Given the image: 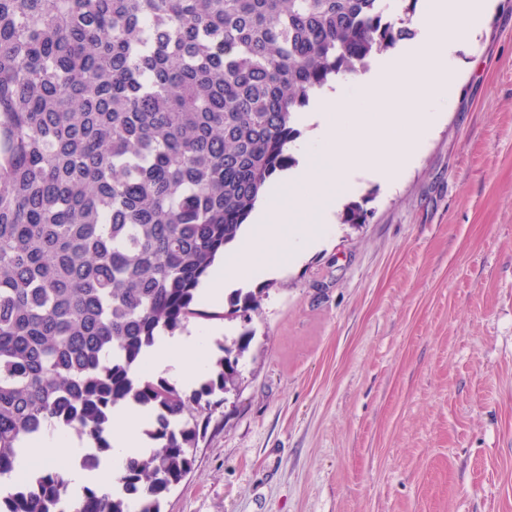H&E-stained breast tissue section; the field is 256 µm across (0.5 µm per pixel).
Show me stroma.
Listing matches in <instances>:
<instances>
[{
  "label": "stroma",
  "mask_w": 512,
  "mask_h": 512,
  "mask_svg": "<svg viewBox=\"0 0 512 512\" xmlns=\"http://www.w3.org/2000/svg\"><path fill=\"white\" fill-rule=\"evenodd\" d=\"M394 186L265 289L162 512H512V0Z\"/></svg>",
  "instance_id": "35a3bbf8"
}]
</instances>
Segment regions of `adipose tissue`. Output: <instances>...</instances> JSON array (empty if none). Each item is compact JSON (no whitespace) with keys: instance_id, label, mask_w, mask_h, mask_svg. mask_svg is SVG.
Returning a JSON list of instances; mask_svg holds the SVG:
<instances>
[{"instance_id":"adipose-tissue-1","label":"adipose tissue","mask_w":512,"mask_h":512,"mask_svg":"<svg viewBox=\"0 0 512 512\" xmlns=\"http://www.w3.org/2000/svg\"><path fill=\"white\" fill-rule=\"evenodd\" d=\"M206 345L196 331L175 336L158 337L146 353L145 369L156 375L179 380H193L207 366ZM148 417L143 410L120 406L112 413V429L108 439L112 445V461L97 474L77 467L63 468L64 479L72 486L93 482L97 489L110 490L129 458L139 456L151 445L143 434ZM89 441L47 429L26 446L29 457L53 464L61 456L80 457L89 448Z\"/></svg>"}]
</instances>
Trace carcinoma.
Masks as SVG:
<instances>
[{"label": "carcinoma", "instance_id": "cac0c4a2", "mask_svg": "<svg viewBox=\"0 0 512 512\" xmlns=\"http://www.w3.org/2000/svg\"><path fill=\"white\" fill-rule=\"evenodd\" d=\"M414 2L389 18L381 0H0V476L48 428L92 442L81 465L99 468L124 404L158 444L116 492L74 497L45 466L0 512H161L254 333L189 392L141 379L144 350L260 313L261 290L208 312L197 287L296 164L298 114L409 39ZM366 218L354 204L341 223Z\"/></svg>", "mask_w": 512, "mask_h": 512}]
</instances>
